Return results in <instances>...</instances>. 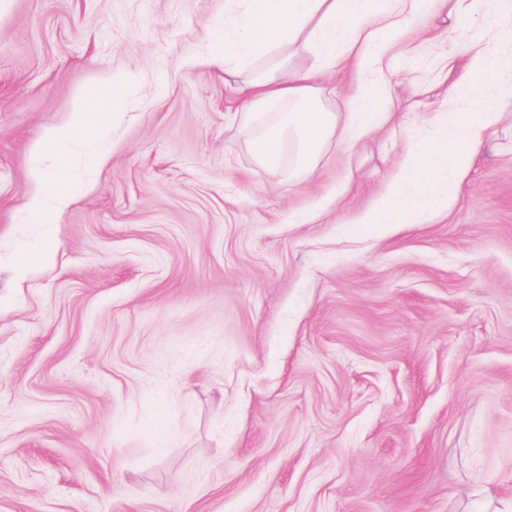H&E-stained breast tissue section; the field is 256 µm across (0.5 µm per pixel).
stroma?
I'll use <instances>...</instances> for the list:
<instances>
[{
  "instance_id": "obj_1",
  "label": "stroma",
  "mask_w": 512,
  "mask_h": 512,
  "mask_svg": "<svg viewBox=\"0 0 512 512\" xmlns=\"http://www.w3.org/2000/svg\"><path fill=\"white\" fill-rule=\"evenodd\" d=\"M249 7L0 0V512H512V73L466 68L512 56V15L403 13L318 80L338 128L300 173L256 160L211 57ZM105 84L107 153L75 140L56 174ZM369 84L383 115L350 146ZM475 112L496 121L451 202L358 223ZM471 71L481 75L490 84H499L504 72V60L494 54L477 52L470 59ZM122 93L120 89L113 88L111 92L91 89L87 92L85 102L75 111L71 126L60 130L53 141V151L57 159V172H63L69 165V156L65 147L76 136L80 135L88 126L91 118L90 108L97 106L105 112H99L94 136L91 139L95 150H102L108 138V124L112 120V110L120 102Z\"/></svg>"
}]
</instances>
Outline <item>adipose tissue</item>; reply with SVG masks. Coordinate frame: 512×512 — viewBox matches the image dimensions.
Masks as SVG:
<instances>
[{
  "label": "adipose tissue",
  "mask_w": 512,
  "mask_h": 512,
  "mask_svg": "<svg viewBox=\"0 0 512 512\" xmlns=\"http://www.w3.org/2000/svg\"><path fill=\"white\" fill-rule=\"evenodd\" d=\"M249 12L224 27L223 39L213 46L214 61L225 70L241 71L260 56H273L283 45H296L309 53L316 69L335 68L358 50L356 40L337 41V28L350 27L365 32L366 44L392 40L399 27L398 15L407 0H250ZM314 71L294 73L280 68L276 74L244 82L239 92L246 100L252 120L260 127L251 142L255 156L266 166L278 169L287 151H294L296 168L313 165L323 144L335 131L337 116L325 111L315 92ZM120 89L89 90L85 102L75 111L71 126L60 130L53 141L58 170L69 165L65 147L87 126H94L91 144L102 150L108 138L112 112L120 102ZM277 119H270V111ZM492 113L473 114L465 123L441 127L428 145L410 156L402 182H421L431 187V201L451 198L471 167L475 149L494 123ZM453 150L452 164H444L446 150ZM421 212L418 203L406 201L392 189L358 221L362 224H416Z\"/></svg>",
  "instance_id": "1"
}]
</instances>
